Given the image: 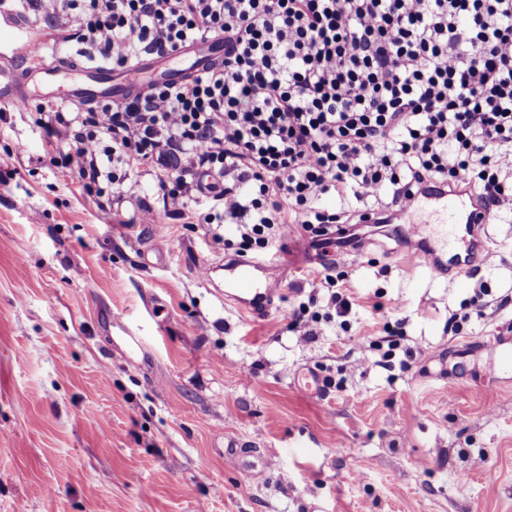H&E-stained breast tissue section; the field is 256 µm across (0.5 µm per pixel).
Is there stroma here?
Here are the masks:
<instances>
[{
  "label": "stroma",
  "mask_w": 512,
  "mask_h": 512,
  "mask_svg": "<svg viewBox=\"0 0 512 512\" xmlns=\"http://www.w3.org/2000/svg\"><path fill=\"white\" fill-rule=\"evenodd\" d=\"M37 110L0 109V512H512V371L481 349L512 344V210L461 277L364 238L347 327L304 342L293 314L327 294L318 240L257 251L283 290L253 321L202 274L235 225L171 216L158 174L120 164L82 192Z\"/></svg>",
  "instance_id": "stroma-1"
}]
</instances>
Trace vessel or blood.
<instances>
[{
	"mask_svg": "<svg viewBox=\"0 0 512 512\" xmlns=\"http://www.w3.org/2000/svg\"><path fill=\"white\" fill-rule=\"evenodd\" d=\"M180 53L193 57L192 67L178 74L162 72L161 83H179L222 63L224 39L206 37L185 45ZM155 61V55L145 54L137 64L116 71L108 64H80L57 57L33 65L22 74L1 65L0 107H24L38 96L60 98L86 107L125 102L145 92L146 70ZM422 207L442 216L445 231L441 238L432 237L429 224L412 221L413 212ZM394 217L397 222L407 225L409 233L423 240L429 249L428 255L410 256V263H427L430 273L435 275L445 268L454 270L459 276L467 274L471 268L475 232L490 221L484 205L468 192L458 189L413 193ZM224 286L226 297L242 312L256 319L267 315L281 288L280 282L271 276L269 266L254 259L226 262ZM485 351L493 368H512V348L505 343L489 339Z\"/></svg>",
	"mask_w": 512,
	"mask_h": 512,
	"instance_id": "vessel-or-blood-1",
	"label": "vessel or blood"
}]
</instances>
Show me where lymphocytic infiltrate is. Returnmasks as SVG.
I'll return each instance as SVG.
<instances>
[{"label":"lymphocytic infiltrate","instance_id":"f902f5d3","mask_svg":"<svg viewBox=\"0 0 512 512\" xmlns=\"http://www.w3.org/2000/svg\"><path fill=\"white\" fill-rule=\"evenodd\" d=\"M115 67L223 36L222 64L102 109L42 110L62 174L83 190L110 162L164 173L165 207L237 227L242 251L340 225L350 197L378 226L422 184L512 209V0H26ZM336 200V208L325 205Z\"/></svg>","mask_w":512,"mask_h":512}]
</instances>
